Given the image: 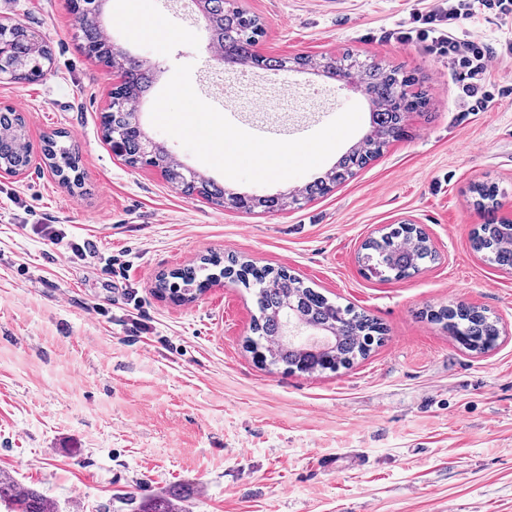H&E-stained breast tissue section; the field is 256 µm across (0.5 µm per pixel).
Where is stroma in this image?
<instances>
[{
    "label": "stroma",
    "mask_w": 512,
    "mask_h": 512,
    "mask_svg": "<svg viewBox=\"0 0 512 512\" xmlns=\"http://www.w3.org/2000/svg\"><path fill=\"white\" fill-rule=\"evenodd\" d=\"M235 2L263 25L258 55L400 66L429 105L326 196L222 208L113 150L102 125L112 71L80 49L66 0H0V18L33 31L53 60L38 82L0 83V108L22 114L32 150L21 176L0 177V472L57 512H131V497H167L178 512H512V269L472 246L482 224L512 221V59L492 72L488 108L463 112L446 60L394 37L438 0ZM150 3L173 32L165 46L115 25L123 0L102 24L154 68L146 132L200 175L286 197L336 160L265 186L202 163L150 119L179 64L250 133L296 125L304 137L355 103L361 125L339 153L369 134V101L343 81L311 67H214L203 16L185 0ZM284 92L286 109L263 110ZM56 136L79 155V185L42 154ZM478 183L497 186L494 212L475 206ZM405 223L434 259L406 278L369 275L364 243ZM74 245L85 255L67 257ZM231 256L373 317L381 344L348 368L290 373L247 347L254 289L221 278L187 304L158 290L161 276ZM457 302L497 319L494 349L469 351L432 320Z\"/></svg>",
    "instance_id": "1"
}]
</instances>
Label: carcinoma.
<instances>
[{"mask_svg": "<svg viewBox=\"0 0 512 512\" xmlns=\"http://www.w3.org/2000/svg\"><path fill=\"white\" fill-rule=\"evenodd\" d=\"M70 2L79 18L76 37L82 51L95 61L109 68H120L128 75L127 82L117 87L113 96L124 103L145 97L152 87L154 72L147 61L101 38L98 19L103 11L102 0ZM202 12L209 21L211 35L234 48L237 61L260 64V59L252 50L262 33L257 19L238 10L231 0H202ZM5 58L16 61L15 69L20 81L46 75L52 62L48 46L21 24H15L8 30ZM355 66L356 60L348 53L339 59L329 57L320 64L324 72L338 79ZM363 81L367 95L375 106L371 119L373 134L342 155L325 176L308 185L299 198L292 200V204L299 205L312 197L324 196L345 182L355 170L380 154L390 140L401 136L405 113L426 106L423 94L407 92V88L415 84V78L401 67L387 69L366 64ZM103 128L109 138L114 135L124 137V161L128 165L159 167L167 162L164 151H152L147 147L135 113L125 109L109 112L104 116ZM44 153L49 160H62L69 170L77 168L78 156L73 149L53 138L48 140ZM28 165L24 118L5 107L0 110V168L21 170ZM185 192L219 205L224 204L226 196L223 188L202 176L195 184L185 187ZM473 192L478 195L477 206L480 208L488 209L496 201L497 190L492 184L477 185ZM284 206L286 203L281 197L258 195L247 211L271 212ZM473 247L485 253L489 263L512 267V224L492 222L484 225L474 235ZM364 249L368 250L363 256L366 270L376 269L382 275L388 273L398 278L411 275L419 270L424 260L433 258L426 236L413 232L408 224L389 228L380 239L366 243ZM229 266L238 268L235 276L243 283L250 280L258 285L271 281V286L258 289L260 316L255 322L254 331L258 339L273 343L267 353L270 362L275 365L282 364L289 371L302 373L335 371L366 355L381 339V327L373 319L350 307L342 308L329 303L285 270L274 272L258 269L248 262L236 260L229 261ZM290 316L334 331L332 349L316 357L308 352V347L302 342H276L286 331ZM435 318L447 321L446 327L471 351L484 352L499 339L495 321L484 312L467 306L460 305L454 309L446 307ZM0 503L12 506L13 512H55V506L44 495L20 487L18 481L8 474H0ZM139 512H177V507L170 499L158 498L140 505Z\"/></svg>", "mask_w": 512, "mask_h": 512, "instance_id": "carcinoma-1", "label": "carcinoma"}]
</instances>
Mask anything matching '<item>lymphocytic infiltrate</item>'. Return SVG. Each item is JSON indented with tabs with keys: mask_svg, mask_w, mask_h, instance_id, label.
Returning a JSON list of instances; mask_svg holds the SVG:
<instances>
[{
	"mask_svg": "<svg viewBox=\"0 0 512 512\" xmlns=\"http://www.w3.org/2000/svg\"><path fill=\"white\" fill-rule=\"evenodd\" d=\"M491 10L500 25H512V0H448L446 5L415 14L414 27L398 31L400 42L420 41L429 52L448 62V69L458 78L457 97L468 112L486 109L493 99L491 71L497 60L512 58V39L493 46L471 30L462 20L476 12Z\"/></svg>",
	"mask_w": 512,
	"mask_h": 512,
	"instance_id": "1",
	"label": "lymphocytic infiltrate"
}]
</instances>
